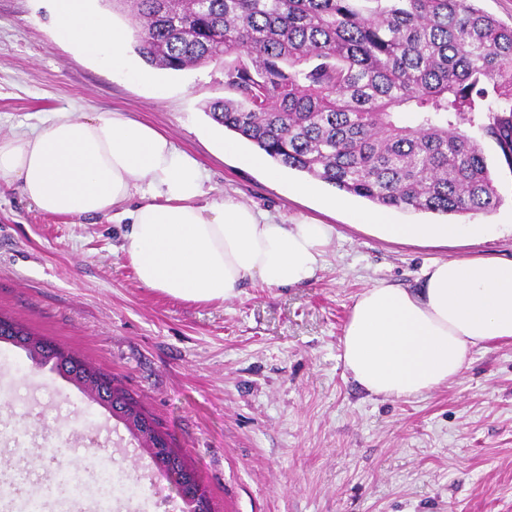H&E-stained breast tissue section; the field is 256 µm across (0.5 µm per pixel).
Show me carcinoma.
Returning a JSON list of instances; mask_svg holds the SVG:
<instances>
[{"instance_id":"cac0c4a2","label":"carcinoma","mask_w":512,"mask_h":512,"mask_svg":"<svg viewBox=\"0 0 512 512\" xmlns=\"http://www.w3.org/2000/svg\"><path fill=\"white\" fill-rule=\"evenodd\" d=\"M476 0H130L148 64L218 63L231 96L211 118L277 164L390 209L473 217L500 196L480 143L512 170V27ZM415 116L411 126L405 113ZM0 318V342L152 418L106 374L25 345ZM178 483L197 482L183 456Z\"/></svg>"}]
</instances>
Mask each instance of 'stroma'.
<instances>
[{"mask_svg": "<svg viewBox=\"0 0 512 512\" xmlns=\"http://www.w3.org/2000/svg\"><path fill=\"white\" fill-rule=\"evenodd\" d=\"M129 73L59 37L47 0H0V137L54 112H122L200 164L206 198L224 195L280 221L336 233L315 277L296 288L245 282L235 297L184 301L145 287L121 250L126 225L46 216L0 182V317L114 378L168 433L212 512H512V344L475 350L451 384L406 399L370 396L346 373L341 338L353 301L385 281L413 288L435 259L512 260V170L482 147L502 202L474 243L397 242L358 225L371 202L305 173L281 180L240 161L255 153L209 116L224 70L180 72L128 49ZM309 184L306 195L294 184ZM341 205L329 207L328 199ZM34 439L35 474L83 473L106 450L123 489L98 483L115 512H181L177 489L126 427L50 367L0 342V429Z\"/></svg>", "mask_w": 512, "mask_h": 512, "instance_id": "stroma-1", "label": "stroma"}]
</instances>
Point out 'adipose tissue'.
Masks as SVG:
<instances>
[{
    "label": "adipose tissue",
    "instance_id": "obj_1",
    "mask_svg": "<svg viewBox=\"0 0 512 512\" xmlns=\"http://www.w3.org/2000/svg\"><path fill=\"white\" fill-rule=\"evenodd\" d=\"M57 33L90 58L121 65L128 31L84 0H50ZM18 184L52 216L110 215L128 203L122 251L140 283L173 297L211 302L245 281L299 286L321 268L335 229L313 219L279 224L233 198L203 201L198 162L151 124L119 112L53 113L21 137L0 138V182ZM382 239L474 240L484 224H399L360 214ZM512 342V261L435 260L419 284L379 282L360 292L341 340L345 371L374 396L405 399L458 378L471 353Z\"/></svg>",
    "mask_w": 512,
    "mask_h": 512
}]
</instances>
